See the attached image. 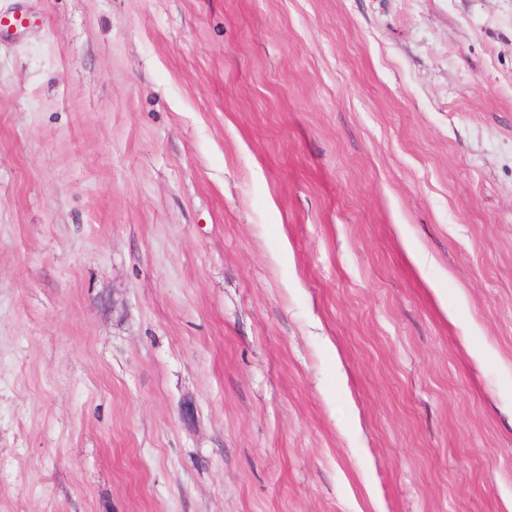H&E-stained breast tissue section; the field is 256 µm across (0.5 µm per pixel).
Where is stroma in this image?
Instances as JSON below:
<instances>
[{
  "mask_svg": "<svg viewBox=\"0 0 512 512\" xmlns=\"http://www.w3.org/2000/svg\"><path fill=\"white\" fill-rule=\"evenodd\" d=\"M26 2L0 512H512V0Z\"/></svg>",
  "mask_w": 512,
  "mask_h": 512,
  "instance_id": "35a3bbf8",
  "label": "stroma"
}]
</instances>
